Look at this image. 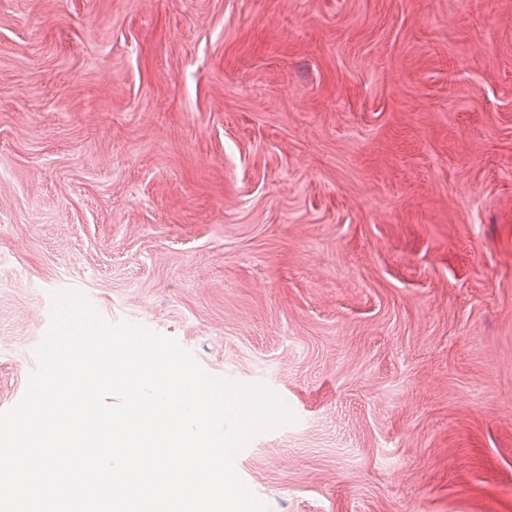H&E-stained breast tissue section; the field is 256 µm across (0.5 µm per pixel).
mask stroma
Instances as JSON below:
<instances>
[{"label": "stroma", "mask_w": 512, "mask_h": 512, "mask_svg": "<svg viewBox=\"0 0 512 512\" xmlns=\"http://www.w3.org/2000/svg\"><path fill=\"white\" fill-rule=\"evenodd\" d=\"M70 288L268 512H512V0H0V411Z\"/></svg>", "instance_id": "35a3bbf8"}]
</instances>
